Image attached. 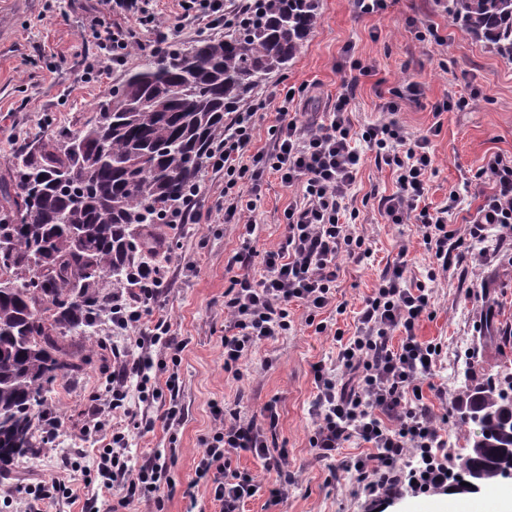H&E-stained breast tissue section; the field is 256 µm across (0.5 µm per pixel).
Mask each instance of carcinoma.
Instances as JSON below:
<instances>
[{"label": "carcinoma", "instance_id": "1", "mask_svg": "<svg viewBox=\"0 0 512 512\" xmlns=\"http://www.w3.org/2000/svg\"><path fill=\"white\" fill-rule=\"evenodd\" d=\"M464 32L512 63V0H437ZM318 0H251L220 40L148 55L97 106L94 122L59 128L9 161L0 187V467L38 454L36 419L83 370L74 336L98 346L122 285L152 253L161 225L198 184L224 116L288 67L317 24ZM458 476L495 485L512 466V374L467 387Z\"/></svg>", "mask_w": 512, "mask_h": 512}]
</instances>
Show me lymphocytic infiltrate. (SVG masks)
I'll use <instances>...</instances> for the list:
<instances>
[{
  "mask_svg": "<svg viewBox=\"0 0 512 512\" xmlns=\"http://www.w3.org/2000/svg\"><path fill=\"white\" fill-rule=\"evenodd\" d=\"M352 94L351 85H344L333 111L310 115L303 122L292 113L294 96L284 95L274 107L271 144L260 151L253 148L255 130L267 102L238 110L209 160L212 170L224 175V221L241 228L247 245L256 224L255 205L245 199L244 185L259 187L265 175L272 174L285 186L303 187V205L284 213V246L264 256L265 275L258 279L247 271L237 274L224 292L230 330L224 338V370L235 377L241 376L243 361L258 342L292 330V305L314 316L331 302L340 255L370 257L355 227L352 205L364 153L374 154L397 174L396 190L380 199V209L389 223H415L436 266L428 271L427 284L414 288L406 285L404 264L386 270L363 303L354 336L340 344L335 366L314 368L317 394L310 445L318 458L328 460L352 441L368 444L367 453L343 460L341 469L377 503L410 488L428 492L448 486V442L420 395L423 383L436 373L443 346L421 340L417 328L433 307L430 282L447 271L454 258L485 242L489 227L512 232V161L497 156L480 170L494 192L473 224L456 227L448 216L459 204L457 194H449L447 206L434 211L424 204L427 174L434 163L428 137L412 136L391 121L357 130L349 116ZM147 267L146 276L131 275L126 287L112 293L113 330L138 327L142 333L134 337L133 351L113 349L104 399L93 407L84 435L101 433L116 412L131 416L130 391L147 403L178 385V375L166 359L153 356L158 347L174 357L183 350L167 318L150 314L162 293L165 268L155 261ZM350 374L355 377L351 383L346 380ZM213 415L196 476L211 483L219 512H240L251 492L263 487L256 475L233 469V458L243 452L260 459L266 474L276 475L278 483L270 491L273 503L286 499V451L271 450L255 420L219 408ZM92 467L101 490L117 497L122 508L137 496L161 503L170 484L167 461L158 456L135 459L120 427L97 449ZM79 470V464L62 458L59 476L12 484L5 497L18 501L21 512H41L42 504L72 497L67 479Z\"/></svg>",
  "mask_w": 512,
  "mask_h": 512,
  "instance_id": "obj_1",
  "label": "lymphocytic infiltrate"
}]
</instances>
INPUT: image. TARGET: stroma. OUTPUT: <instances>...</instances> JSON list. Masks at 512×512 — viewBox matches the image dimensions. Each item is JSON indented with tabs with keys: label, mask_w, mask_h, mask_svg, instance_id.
<instances>
[{
	"label": "stroma",
	"mask_w": 512,
	"mask_h": 512,
	"mask_svg": "<svg viewBox=\"0 0 512 512\" xmlns=\"http://www.w3.org/2000/svg\"><path fill=\"white\" fill-rule=\"evenodd\" d=\"M320 20L288 68L259 88V95L292 88L303 92L307 112L330 111L352 61L369 66L359 76L352 101L356 128L392 120L412 135L431 138L434 170L427 176L425 202L436 209L447 205L450 192L460 204L451 221L465 224L492 193L477 171L488 158L512 160V64L457 28L436 0H390L375 16L358 15L352 0H320ZM108 0H0V181L8 177L14 153L52 129H81L93 121L96 105L109 90L136 69L154 33L137 21H127L135 46L124 66L104 61L98 82L83 80V62L101 55L102 43L93 30L111 28ZM438 39H419L426 27ZM415 81L418 100L401 99L399 109L386 113L382 105L389 89ZM478 91L467 110L441 114L434 104ZM200 184V219L178 227H148L159 255L166 260V289L156 307L168 318L184 343L177 367L182 408L179 424L165 426L163 401L130 405L153 420L152 431L134 428L129 418L115 414L136 457L162 453L172 461L175 485L164 496L162 512H216L209 484L195 483L201 439L210 435L215 408L235 410L242 417L262 419L267 405L278 414L271 448L288 453V470L295 478L288 497L273 505L268 493L245 500L241 512H370L365 496L355 494L344 475H332L336 460H318L310 446L311 412L316 395L314 367L334 362L338 348L334 332L352 336L364 299L383 271L405 261L408 284L425 281L434 259L421 234L409 224L387 223L378 202L396 189V176L366 154L357 175L353 205L356 225L372 254L363 261L340 256L335 302L319 319L327 332L309 325L304 308L293 307L295 328L290 335L258 343L246 359L242 378L224 371V291L240 266L235 259L242 242L224 222L218 198L223 173L205 170ZM301 186L287 187L265 176L257 194L253 217L258 226L249 267L265 272L266 251L280 248L287 235L284 212L301 203ZM345 312H337V305ZM512 237L500 252L466 255L434 284L432 317L423 319L421 340L442 343L443 354L435 386L424 389L423 402L442 422L448 450L457 454L467 434L457 423L455 403L462 398L464 368L478 378L500 375L512 347ZM112 370V350H96L82 372L58 388L46 420L53 422L56 447L72 456L92 455L95 440L76 437ZM193 496H186V489ZM456 496L445 493L406 494L386 501L384 512H456Z\"/></svg>",
	"instance_id": "stroma-1"
}]
</instances>
